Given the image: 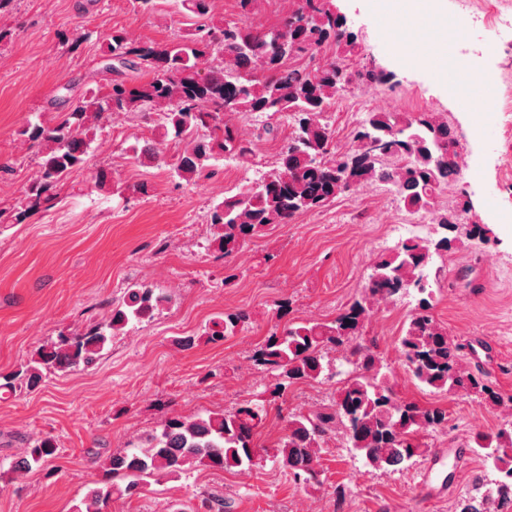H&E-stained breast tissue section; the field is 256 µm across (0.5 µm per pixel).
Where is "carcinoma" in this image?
<instances>
[{
	"mask_svg": "<svg viewBox=\"0 0 512 512\" xmlns=\"http://www.w3.org/2000/svg\"><path fill=\"white\" fill-rule=\"evenodd\" d=\"M257 3L237 0L240 19L215 23L213 0H181L196 22L170 44L135 43L120 31L112 32L103 64L116 78L103 91L86 92L55 119L22 131L44 146L39 175L25 191L30 207H53L52 190L86 164L101 120L131 112L156 113L162 141L182 145L169 158L132 145V158L160 159L185 181L221 159L241 160L252 153V143L239 137L232 116L290 120L291 131L273 170L258 185L241 186L211 209L212 235L226 256L266 226L320 211L338 195L372 182L392 184L411 211L431 207L459 175L460 142L448 122L438 112H370L354 130L352 147L336 152L333 132L321 122L323 113L350 82L382 83L386 76L372 69L352 73L342 64L339 56L358 49L357 37L336 14L332 0H296L282 24L263 32L246 22ZM327 50L334 55L311 70L296 64ZM228 101L236 104L232 112L224 111ZM462 221L457 209L436 220L452 227L444 236V252L456 248L455 229ZM434 255L427 240L406 241L375 260L361 298L334 319L272 328L253 360L276 377L273 394L278 398H285L294 384L325 376L332 352L343 350L352 366L330 407L307 414L291 411L284 417L285 433L274 448L255 442L267 416L262 405L168 418L139 445L112 455L106 472L114 481L96 484L74 512H104L113 498L143 494L160 476H188L199 467L253 466L271 450L295 484L308 486L318 481L319 451L340 427L350 447L373 467H396L426 456L428 445L421 434L445 426L447 412L400 400L379 376L377 353L357 340L373 310L412 290L417 304L398 338L412 377L437 392L463 393L512 408V396L498 392L487 373L462 367L459 344L437 320L432 286L422 283ZM170 302L160 288L130 285L125 298L87 331L60 334L41 345L26 365L0 374V389L15 395L38 388L49 374L93 368L113 336L153 321ZM246 322L243 312L226 310L204 335L212 343L222 342L242 331ZM475 443L474 452L483 465L497 471L498 479L495 489L469 497L460 512H507L505 507H512V429L484 434ZM57 452L52 437L38 438L12 469L40 468Z\"/></svg>",
	"mask_w": 512,
	"mask_h": 512,
	"instance_id": "carcinoma-1",
	"label": "carcinoma"
}]
</instances>
